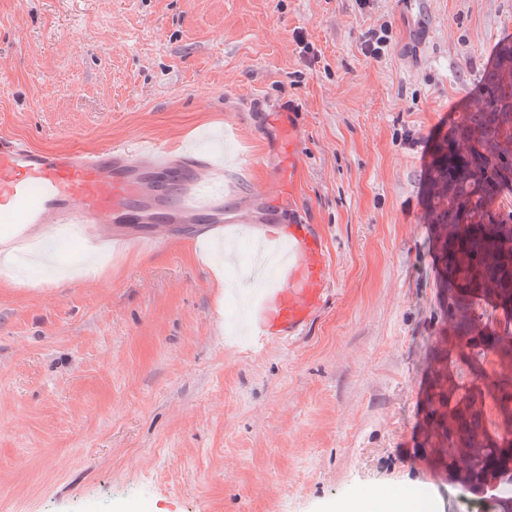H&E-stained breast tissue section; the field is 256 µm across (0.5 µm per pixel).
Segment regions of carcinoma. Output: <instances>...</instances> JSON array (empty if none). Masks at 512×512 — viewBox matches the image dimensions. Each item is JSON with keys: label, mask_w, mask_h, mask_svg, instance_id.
I'll return each instance as SVG.
<instances>
[{"label": "carcinoma", "mask_w": 512, "mask_h": 512, "mask_svg": "<svg viewBox=\"0 0 512 512\" xmlns=\"http://www.w3.org/2000/svg\"><path fill=\"white\" fill-rule=\"evenodd\" d=\"M443 264L441 336L423 391V440L416 452L441 476L512 512V41L481 78L433 169L431 185ZM470 385L457 382L463 372Z\"/></svg>", "instance_id": "obj_1"}]
</instances>
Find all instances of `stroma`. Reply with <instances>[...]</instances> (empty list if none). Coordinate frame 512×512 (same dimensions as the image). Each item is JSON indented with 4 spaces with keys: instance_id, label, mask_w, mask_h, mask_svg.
I'll return each instance as SVG.
<instances>
[{
    "instance_id": "stroma-1",
    "label": "stroma",
    "mask_w": 512,
    "mask_h": 512,
    "mask_svg": "<svg viewBox=\"0 0 512 512\" xmlns=\"http://www.w3.org/2000/svg\"><path fill=\"white\" fill-rule=\"evenodd\" d=\"M388 25L380 59L363 56ZM512 0H0V136L150 137L224 158L225 219L318 225L334 291L251 348L224 249L102 255L77 281L0 268V512H337L403 491L471 512L413 450L440 314L430 174ZM223 285H216V273ZM389 28L387 25L380 26V31L369 30L360 44L361 53L368 58L378 59L385 54L388 43Z\"/></svg>"
}]
</instances>
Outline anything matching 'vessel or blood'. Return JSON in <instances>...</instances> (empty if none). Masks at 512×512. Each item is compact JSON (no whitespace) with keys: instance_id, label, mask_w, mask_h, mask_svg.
<instances>
[{"instance_id":"vessel-or-blood-1","label":"vessel or blood","mask_w":512,"mask_h":512,"mask_svg":"<svg viewBox=\"0 0 512 512\" xmlns=\"http://www.w3.org/2000/svg\"><path fill=\"white\" fill-rule=\"evenodd\" d=\"M105 224L131 225V234L102 236ZM157 224H199L204 234L224 226L223 165L178 157L158 140L134 139L95 150H50L0 137V240L14 254L28 251L34 227L65 232L91 245L158 244ZM272 263L246 331L256 348L301 335L330 287L327 246L313 224L245 225Z\"/></svg>"}]
</instances>
